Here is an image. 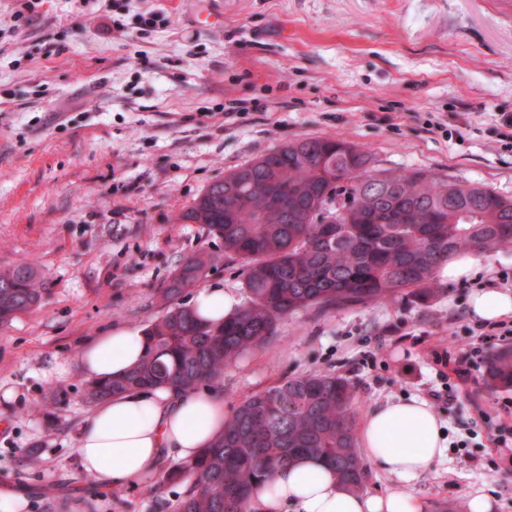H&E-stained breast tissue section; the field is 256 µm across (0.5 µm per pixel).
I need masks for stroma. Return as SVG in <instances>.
I'll list each match as a JSON object with an SVG mask.
<instances>
[{
    "label": "stroma",
    "instance_id": "35a3bbf8",
    "mask_svg": "<svg viewBox=\"0 0 512 512\" xmlns=\"http://www.w3.org/2000/svg\"><path fill=\"white\" fill-rule=\"evenodd\" d=\"M431 112L448 133L427 131ZM505 112L502 0H0V268L33 266L44 290L0 327V485L18 512H174L184 496L162 472L102 492L76 448L86 381L51 369L113 327L147 328L188 257L211 255L204 284L246 301L243 267L180 218L209 183L286 142L333 137L366 148L375 169L512 197V150L494 129ZM510 270L512 246L438 278L429 299L297 313L213 391L229 413L279 381L331 373L353 386L359 422L389 401L428 400L445 457L409 486L366 463L365 489L408 491L422 512H467L481 491L490 512H512V465L491 439L512 423L501 409L512 390L454 373L475 342L479 281Z\"/></svg>",
    "mask_w": 512,
    "mask_h": 512
}]
</instances>
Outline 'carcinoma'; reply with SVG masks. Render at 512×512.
Returning <instances> with one entry per match:
<instances>
[{
  "mask_svg": "<svg viewBox=\"0 0 512 512\" xmlns=\"http://www.w3.org/2000/svg\"><path fill=\"white\" fill-rule=\"evenodd\" d=\"M317 201L333 223L308 218ZM181 219L202 225L223 241L224 257L242 264L247 301L222 323L199 319L176 299L214 257L187 258L164 289L167 310L146 329L144 360L120 378L87 383L86 403L140 388L210 385L267 344L284 317L431 296L440 266L458 254L512 245L511 197L429 171L379 172L362 147L328 137L289 141L229 171ZM40 278L30 265L0 269L1 327L42 304ZM486 382L512 389V351L492 356ZM307 456L334 470L344 488H362L355 394L340 376H296L243 400L224 419V434L173 473L191 480L175 512H248L259 483Z\"/></svg>",
  "mask_w": 512,
  "mask_h": 512,
  "instance_id": "carcinoma-1",
  "label": "carcinoma"
}]
</instances>
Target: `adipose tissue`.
Masks as SVG:
<instances>
[{
    "instance_id": "1",
    "label": "adipose tissue",
    "mask_w": 512,
    "mask_h": 512,
    "mask_svg": "<svg viewBox=\"0 0 512 512\" xmlns=\"http://www.w3.org/2000/svg\"><path fill=\"white\" fill-rule=\"evenodd\" d=\"M237 298L212 284L195 294L190 307L218 323L237 308ZM145 336L123 327L95 337L78 358L90 380L125 375L140 364ZM224 430V402L207 388L180 394L164 388L140 389L94 406L77 438L83 471L101 490L116 491L158 471L169 458L194 460ZM360 443L365 455L405 483L416 481L442 459V424L423 399L391 401L363 422ZM249 512H419L411 494H374L343 488L333 470L305 457L272 473L254 493Z\"/></svg>"
}]
</instances>
